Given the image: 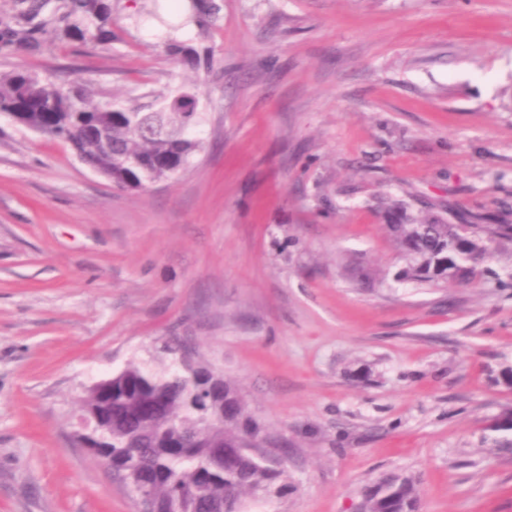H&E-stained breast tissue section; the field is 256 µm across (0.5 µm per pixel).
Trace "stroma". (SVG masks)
<instances>
[{
    "label": "stroma",
    "mask_w": 512,
    "mask_h": 512,
    "mask_svg": "<svg viewBox=\"0 0 512 512\" xmlns=\"http://www.w3.org/2000/svg\"><path fill=\"white\" fill-rule=\"evenodd\" d=\"M211 66L126 19L90 54L21 56L118 100L199 85L203 147L126 190L0 116V512H138L76 440L82 400L190 340L288 461L248 512H360L415 479L419 512H512V241L472 283L402 266L381 206L512 224V0H223ZM16 60L0 57V70Z\"/></svg>",
    "instance_id": "stroma-1"
}]
</instances>
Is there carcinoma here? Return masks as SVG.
Instances as JSON below:
<instances>
[{"label": "carcinoma", "instance_id": "cac0c4a2", "mask_svg": "<svg viewBox=\"0 0 512 512\" xmlns=\"http://www.w3.org/2000/svg\"><path fill=\"white\" fill-rule=\"evenodd\" d=\"M159 0H0V56L38 54L48 47L91 53L112 45L118 16L138 24ZM179 3L183 24L209 38L220 19L216 0ZM163 40L172 59L191 67L208 60L209 47ZM144 101L123 104L104 88L42 76L20 64L0 71V114L68 144L78 157L122 189H140L184 169L201 143L188 132L202 122L197 86L167 96L142 94ZM405 266L396 280L433 284L468 282L489 250L468 248L463 224H437L405 215L386 225ZM164 350L179 357L181 369L154 371L129 363L110 390L88 392L85 416L98 419L90 452L127 478L149 475L155 512H246L254 500L288 493L285 460L256 457L245 447L263 437L247 414L237 389L216 386L186 360L191 344L175 338ZM417 484L390 476L363 491V512H413Z\"/></svg>", "mask_w": 512, "mask_h": 512}]
</instances>
